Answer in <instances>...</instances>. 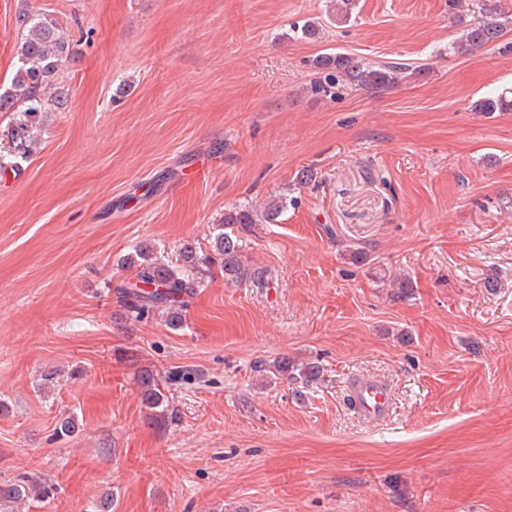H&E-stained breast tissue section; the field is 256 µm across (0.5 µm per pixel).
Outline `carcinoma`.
Wrapping results in <instances>:
<instances>
[{"label": "carcinoma", "instance_id": "cac0c4a2", "mask_svg": "<svg viewBox=\"0 0 512 512\" xmlns=\"http://www.w3.org/2000/svg\"><path fill=\"white\" fill-rule=\"evenodd\" d=\"M330 8L336 20L347 22L355 9V0H331ZM473 19L465 25L462 34L450 45L451 52L465 56L485 46L512 48L502 39L512 32V14L505 12L499 0H473ZM20 27L24 28L18 45V64L9 91L0 94V112L12 113L9 143L12 152L21 160L31 153L32 129L43 121L47 112L62 108L64 101L47 95V87L57 80L62 63L69 55V44L61 35L58 25L47 16L31 12H20ZM314 66L328 72V77H343L347 83L370 90H382L398 84L418 70L407 64L387 63L373 65L347 53L322 54L314 60ZM471 111L490 114L512 111V97L498 93L479 98L470 105ZM288 209V198L275 197L261 211L248 207H233L224 212V224L214 239L213 247L220 256L224 271V282L242 283L251 281L265 287L269 272L263 268L250 270L241 260V240L238 230L261 221L273 224ZM183 264L174 265L164 255L148 245H140L135 255L124 259V263L135 268L134 284L122 291L121 298L129 315L140 320L163 308L171 326L181 323L183 310L189 298L200 287L193 248L185 246ZM276 371L287 380L307 384L320 377L322 370L314 364H298L285 357L275 365ZM143 400L155 411L157 420L166 424L167 397L152 375L141 377ZM47 488L31 478L19 479L8 485H0V507L11 505L5 512H17L29 497H40Z\"/></svg>", "mask_w": 512, "mask_h": 512}]
</instances>
